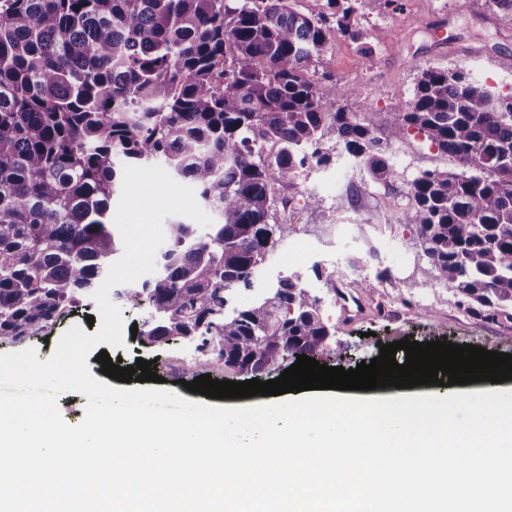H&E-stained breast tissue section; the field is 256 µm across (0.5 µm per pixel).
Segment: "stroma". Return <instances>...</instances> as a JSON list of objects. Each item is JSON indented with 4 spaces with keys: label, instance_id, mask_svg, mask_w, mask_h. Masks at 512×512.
Masks as SVG:
<instances>
[{
    "label": "stroma",
    "instance_id": "obj_1",
    "mask_svg": "<svg viewBox=\"0 0 512 512\" xmlns=\"http://www.w3.org/2000/svg\"><path fill=\"white\" fill-rule=\"evenodd\" d=\"M356 8L360 40L331 38L310 73L317 81L330 76L358 83L360 97L348 101L349 110L368 106L396 111L413 98L418 77L428 67L461 69L491 89L512 91V30L497 24L489 0H358ZM364 43L373 50L371 58L360 50ZM387 156L398 175L389 188L352 170L349 156L338 149L332 150L328 164L304 172L301 188L317 203L309 208L298 203L279 214V223L291 225L292 231L267 258L260 281L271 285L297 274L305 288L321 296L331 326L328 357L334 365L347 353L358 362L371 360L379 356L380 344L404 338H445L512 354V320L490 319L484 311L461 306L454 289L436 284L413 226L400 221L410 182L422 170L449 165V158L417 136L394 145ZM353 185L361 188L358 207H335V198ZM300 239L315 243L312 260L291 258ZM328 274L345 292L355 293L357 311L346 312L341 299L326 291L323 278ZM358 277L369 281L370 292H355ZM420 303L431 308V315L418 313ZM109 355L126 366L140 358L155 361L159 382L134 381L128 390L195 403L202 415L224 409L223 400L185 388L186 382L207 373L218 380L233 377L205 364L195 344L179 340L148 349L130 339Z\"/></svg>",
    "mask_w": 512,
    "mask_h": 512
}]
</instances>
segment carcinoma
Instances as JSON below:
<instances>
[{
	"instance_id": "carcinoma-1",
	"label": "carcinoma",
	"mask_w": 512,
	"mask_h": 512,
	"mask_svg": "<svg viewBox=\"0 0 512 512\" xmlns=\"http://www.w3.org/2000/svg\"><path fill=\"white\" fill-rule=\"evenodd\" d=\"M292 2L0 0V341L92 298L121 251L105 219L123 167L161 161L218 222L174 218L155 274L112 291L147 304L140 343L194 339L251 378L325 354L321 299L299 278L242 306L233 294L288 233L277 207L330 161L326 145L389 186L388 143L412 133L459 168L415 177L401 222L459 304L512 320V93L427 68L401 111L349 112L357 84L308 74L333 36L360 39L356 0L319 16ZM493 3L512 29V0Z\"/></svg>"
}]
</instances>
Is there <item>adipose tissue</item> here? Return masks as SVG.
<instances>
[{"mask_svg": "<svg viewBox=\"0 0 512 512\" xmlns=\"http://www.w3.org/2000/svg\"><path fill=\"white\" fill-rule=\"evenodd\" d=\"M130 397L113 391L108 415L88 412L64 432L44 430L47 411L0 409V447L27 455L0 470V512H512V386L488 383L467 400L456 385L316 390L192 425L150 423ZM447 448L462 449L467 471L449 470ZM118 450L127 465H113ZM85 455L111 470V486ZM173 456L182 468H169ZM488 470L495 487L477 492Z\"/></svg>", "mask_w": 512, "mask_h": 512, "instance_id": "adipose-tissue-1", "label": "adipose tissue"}]
</instances>
